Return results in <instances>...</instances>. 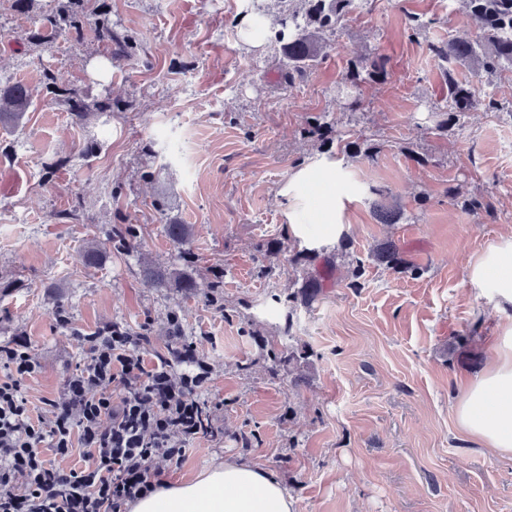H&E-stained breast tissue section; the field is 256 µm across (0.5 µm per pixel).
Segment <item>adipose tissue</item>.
<instances>
[{
    "label": "adipose tissue",
    "instance_id": "adipose-tissue-1",
    "mask_svg": "<svg viewBox=\"0 0 512 512\" xmlns=\"http://www.w3.org/2000/svg\"><path fill=\"white\" fill-rule=\"evenodd\" d=\"M328 191L311 195L309 168L296 169L280 194L286 201L288 234L309 249L332 244L346 230L343 222L347 187L335 161L323 160ZM472 279L492 289L500 312L512 309V237H503L472 268ZM461 433L491 454L512 460V321L502 324L494 357L474 377L456 405ZM129 512H297L276 474L238 458L213 462L177 482L163 483L128 506Z\"/></svg>",
    "mask_w": 512,
    "mask_h": 512
}]
</instances>
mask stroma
Masks as SVG:
<instances>
[{"label":"stroma","instance_id":"stroma-1","mask_svg":"<svg viewBox=\"0 0 512 512\" xmlns=\"http://www.w3.org/2000/svg\"><path fill=\"white\" fill-rule=\"evenodd\" d=\"M107 2L134 44L110 70L94 29L35 46L32 19L0 0V81L33 92L20 125L0 124V341L26 342L40 366L25 382L33 413L83 359L81 334L114 322L145 330L150 362L175 315L212 366L201 397L220 433L190 442L165 480L231 456L276 472L299 512H512V460L455 424L501 319L471 268L512 232V73L480 87L502 111L478 105L437 127L448 86L426 45L477 39L465 11L371 0L309 78L288 85L270 42L241 39L247 0ZM409 12L428 22L414 38ZM363 55L384 58L389 78L342 97L347 64ZM47 69L62 94L45 90ZM103 93L111 111L75 124L70 99ZM315 118L329 137L377 153L338 154L354 184L348 230L308 260L288 237L279 191L295 169L320 165L322 143L305 133ZM450 188L490 195L494 208L449 203ZM379 204L401 220L380 223ZM171 222L190 225L185 247L166 235ZM386 239L421 275L375 261ZM92 244L102 257L86 267L77 254ZM328 257L324 294L290 306ZM147 264L197 286L146 287ZM291 342L305 346L307 367L274 364Z\"/></svg>","mask_w":512,"mask_h":512}]
</instances>
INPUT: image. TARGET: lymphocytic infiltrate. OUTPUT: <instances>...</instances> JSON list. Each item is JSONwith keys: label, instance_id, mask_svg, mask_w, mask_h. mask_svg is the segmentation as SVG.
<instances>
[{"label": "lymphocytic infiltrate", "instance_id": "lymphocytic-infiltrate-1", "mask_svg": "<svg viewBox=\"0 0 512 512\" xmlns=\"http://www.w3.org/2000/svg\"><path fill=\"white\" fill-rule=\"evenodd\" d=\"M84 359L49 412L33 415L24 381L38 364L18 342H0V512H127L180 463L190 441L213 434L200 398L211 368L171 322L166 354L146 365L145 333L111 324L81 338ZM83 449L78 470L52 466Z\"/></svg>", "mask_w": 512, "mask_h": 512}]
</instances>
